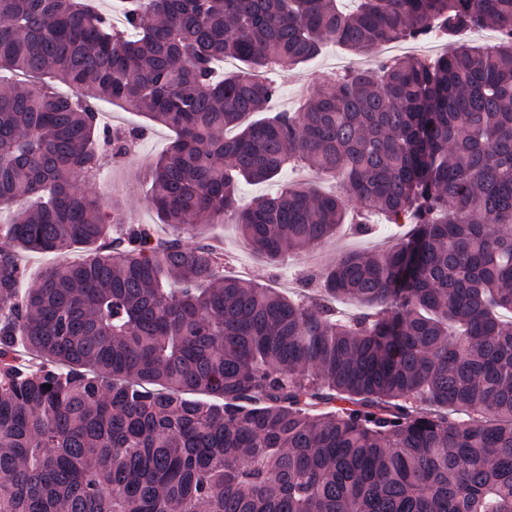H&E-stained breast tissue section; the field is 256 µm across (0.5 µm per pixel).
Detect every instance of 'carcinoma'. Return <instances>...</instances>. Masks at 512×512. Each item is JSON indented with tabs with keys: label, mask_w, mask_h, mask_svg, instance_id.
Here are the masks:
<instances>
[{
	"label": "carcinoma",
	"mask_w": 512,
	"mask_h": 512,
	"mask_svg": "<svg viewBox=\"0 0 512 512\" xmlns=\"http://www.w3.org/2000/svg\"><path fill=\"white\" fill-rule=\"evenodd\" d=\"M340 2L119 0V30L91 0H0V512H512V0ZM427 37L432 62L267 115L329 42ZM100 101L176 132L149 176L162 240L75 190L138 135L99 129ZM288 165L336 190L240 205ZM353 210L411 234L301 297L185 244L220 219L277 267ZM73 245L22 288L23 254Z\"/></svg>",
	"instance_id": "carcinoma-1"
}]
</instances>
